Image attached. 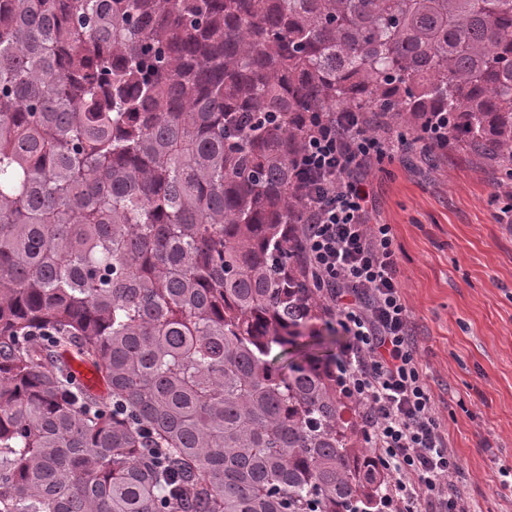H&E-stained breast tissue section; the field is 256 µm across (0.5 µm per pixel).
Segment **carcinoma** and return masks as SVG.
I'll use <instances>...</instances> for the list:
<instances>
[{"mask_svg": "<svg viewBox=\"0 0 512 512\" xmlns=\"http://www.w3.org/2000/svg\"><path fill=\"white\" fill-rule=\"evenodd\" d=\"M340 109L512 163V0H0V512H385L299 349L295 161Z\"/></svg>", "mask_w": 512, "mask_h": 512, "instance_id": "1", "label": "carcinoma"}]
</instances>
